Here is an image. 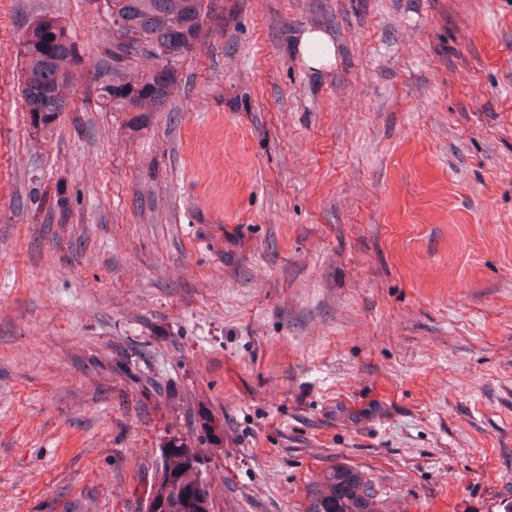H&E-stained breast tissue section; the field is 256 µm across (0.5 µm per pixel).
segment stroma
Wrapping results in <instances>:
<instances>
[{"label":"stroma","instance_id":"obj_1","mask_svg":"<svg viewBox=\"0 0 512 512\" xmlns=\"http://www.w3.org/2000/svg\"><path fill=\"white\" fill-rule=\"evenodd\" d=\"M167 102L114 112L102 0H0V512L512 503V0H221ZM79 49L50 131L19 39ZM323 31L333 64L307 65ZM154 504L157 512H212L210 487L201 477L194 450L177 446L162 452ZM306 512H382V509L365 473L337 464L309 488Z\"/></svg>","mask_w":512,"mask_h":512}]
</instances>
